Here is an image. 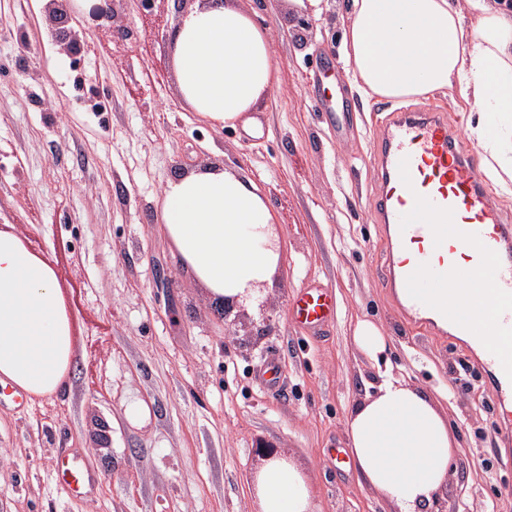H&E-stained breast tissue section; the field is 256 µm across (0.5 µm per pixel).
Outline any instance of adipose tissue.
Returning <instances> with one entry per match:
<instances>
[{"label":"adipose tissue","mask_w":512,"mask_h":512,"mask_svg":"<svg viewBox=\"0 0 512 512\" xmlns=\"http://www.w3.org/2000/svg\"><path fill=\"white\" fill-rule=\"evenodd\" d=\"M340 51L350 83L378 99L428 97L459 85L477 118L470 138L488 156L486 176L512 186V7L506 0H348ZM238 0H196L171 39L185 102L221 128L255 133L253 113L277 81L268 29ZM260 188L207 163L170 180L161 224L184 273L215 304L244 299L271 283L282 242ZM355 345L383 363L373 395L346 418L359 476L397 512H416L448 482L456 438L434 401L387 364L388 341L373 321L353 330ZM75 345L54 268L0 227V376L35 397L62 390ZM261 512H317L310 481L274 460L256 483Z\"/></svg>","instance_id":"obj_1"}]
</instances>
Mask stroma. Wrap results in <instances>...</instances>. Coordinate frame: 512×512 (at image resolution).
I'll use <instances>...</instances> for the list:
<instances>
[{
  "mask_svg": "<svg viewBox=\"0 0 512 512\" xmlns=\"http://www.w3.org/2000/svg\"><path fill=\"white\" fill-rule=\"evenodd\" d=\"M193 2L103 0L69 13L80 39L66 53L48 5L0 0V226L55 269L76 349L67 386L34 400L30 419L0 407V512H259L260 440L309 478L319 512H394L355 469L334 472L323 457L346 443L347 410L376 383L377 365L351 339L363 315L391 336V363L411 385L441 395L457 432L446 512H512V456L481 372L462 345L399 317L381 285L385 246L369 211L379 101L336 73L352 105L340 142L312 95L315 71L339 58L342 0L319 18L286 0H242L270 28L278 65L257 138L212 126L178 90L171 37ZM415 104L442 107L478 151L459 87ZM208 162L252 179L277 216L284 249L265 309L218 315L161 231L165 185ZM313 282L336 296L317 335L288 320ZM272 353L285 379L277 395L255 378ZM134 400L148 406L145 422L127 419ZM63 448L96 474L92 496L58 486Z\"/></svg>",
  "mask_w": 512,
  "mask_h": 512,
  "instance_id": "stroma-1",
  "label": "stroma"
}]
</instances>
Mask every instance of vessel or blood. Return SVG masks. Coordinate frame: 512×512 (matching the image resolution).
Listing matches in <instances>:
<instances>
[{
    "instance_id": "b4317fda",
    "label": "vessel or blood",
    "mask_w": 512,
    "mask_h": 512,
    "mask_svg": "<svg viewBox=\"0 0 512 512\" xmlns=\"http://www.w3.org/2000/svg\"><path fill=\"white\" fill-rule=\"evenodd\" d=\"M372 217L385 234L382 284L401 315L437 336H466L478 351L499 428H512V220L489 193L477 155L448 127L444 113L393 108L375 128ZM486 277L487 317L498 341L472 327L471 290ZM327 288L299 289L289 316L319 332L333 319ZM62 450L56 479L68 492L91 493L96 478Z\"/></svg>"
}]
</instances>
